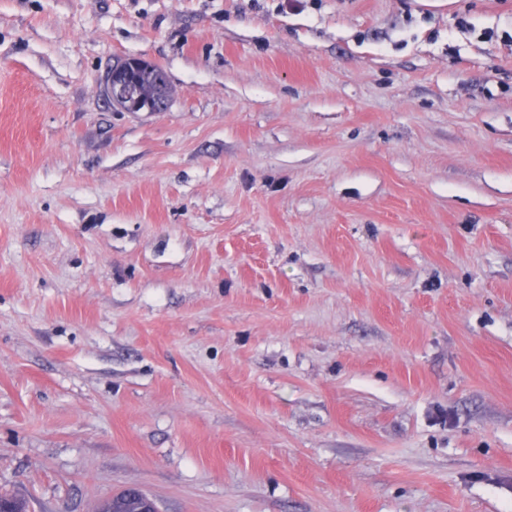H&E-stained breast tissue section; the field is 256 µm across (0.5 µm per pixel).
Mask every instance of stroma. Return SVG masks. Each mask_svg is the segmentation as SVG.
Listing matches in <instances>:
<instances>
[{"label":"stroma","mask_w":512,"mask_h":512,"mask_svg":"<svg viewBox=\"0 0 512 512\" xmlns=\"http://www.w3.org/2000/svg\"><path fill=\"white\" fill-rule=\"evenodd\" d=\"M129 488L512 512V0H0V491ZM130 66L132 78L124 82L127 87L128 98L122 103H140L143 106L148 104L164 103L166 108L171 97L172 89L169 85L166 73L159 67L141 60L125 59L117 64Z\"/></svg>","instance_id":"35a3bbf8"}]
</instances>
